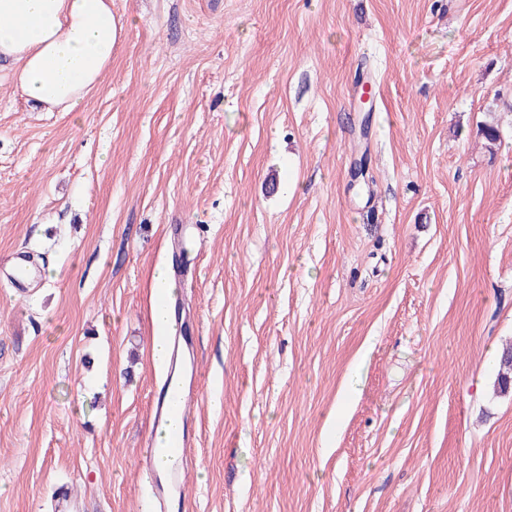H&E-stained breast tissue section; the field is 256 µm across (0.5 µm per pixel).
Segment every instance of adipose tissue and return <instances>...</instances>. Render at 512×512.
<instances>
[{"label":"adipose tissue","instance_id":"ef3b65f1","mask_svg":"<svg viewBox=\"0 0 512 512\" xmlns=\"http://www.w3.org/2000/svg\"><path fill=\"white\" fill-rule=\"evenodd\" d=\"M124 25L112 0H0V68L41 111H82Z\"/></svg>","mask_w":512,"mask_h":512}]
</instances>
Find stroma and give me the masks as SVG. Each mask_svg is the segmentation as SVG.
Wrapping results in <instances>:
<instances>
[{"label":"stroma","mask_w":512,"mask_h":512,"mask_svg":"<svg viewBox=\"0 0 512 512\" xmlns=\"http://www.w3.org/2000/svg\"><path fill=\"white\" fill-rule=\"evenodd\" d=\"M112 11L82 111L0 71V260L34 273L0 264V512H152L174 224L200 227L189 512H512V0ZM497 389L500 393L512 392V346H506L499 358Z\"/></svg>","instance_id":"obj_1"}]
</instances>
